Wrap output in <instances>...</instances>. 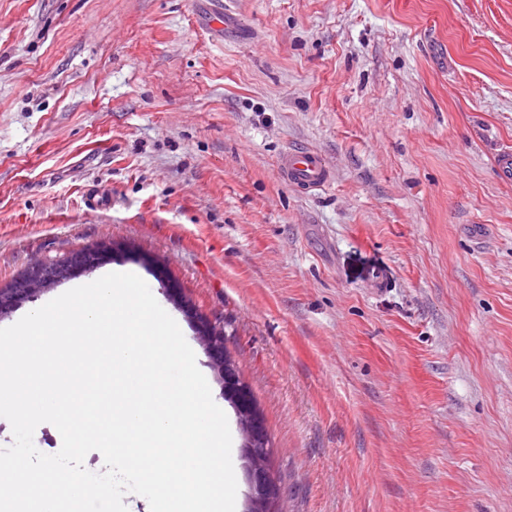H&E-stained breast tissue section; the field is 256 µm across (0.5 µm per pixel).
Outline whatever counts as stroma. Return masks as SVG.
Returning a JSON list of instances; mask_svg holds the SVG:
<instances>
[{
    "label": "stroma",
    "instance_id": "stroma-1",
    "mask_svg": "<svg viewBox=\"0 0 512 512\" xmlns=\"http://www.w3.org/2000/svg\"><path fill=\"white\" fill-rule=\"evenodd\" d=\"M208 8L0 0V285L103 241L165 265L258 402L279 512H512V0ZM300 146L331 184L282 181Z\"/></svg>",
    "mask_w": 512,
    "mask_h": 512
}]
</instances>
